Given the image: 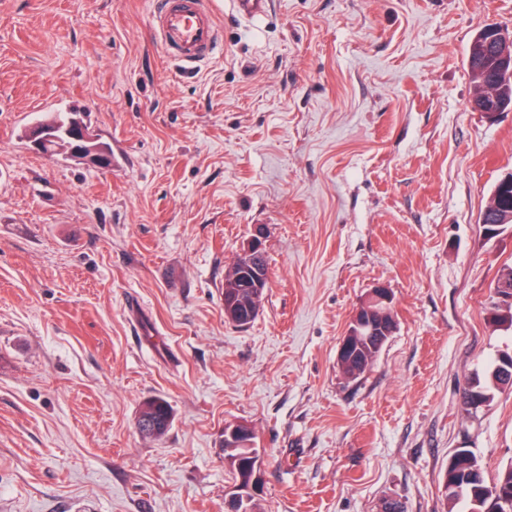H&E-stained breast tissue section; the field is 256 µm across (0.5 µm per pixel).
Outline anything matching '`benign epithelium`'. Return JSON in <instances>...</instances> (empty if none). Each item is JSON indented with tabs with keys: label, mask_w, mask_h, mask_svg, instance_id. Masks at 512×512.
Segmentation results:
<instances>
[{
	"label": "benign epithelium",
	"mask_w": 512,
	"mask_h": 512,
	"mask_svg": "<svg viewBox=\"0 0 512 512\" xmlns=\"http://www.w3.org/2000/svg\"><path fill=\"white\" fill-rule=\"evenodd\" d=\"M475 39L493 45L497 60L505 64L512 60V32L497 26H487L477 32ZM24 137L30 147L39 153H61L88 166L112 168L111 150L89 132L81 114L77 112L73 113L64 127L52 119L38 120L25 130ZM264 248L265 231L264 228L257 226L230 265V273H238L242 276V284L245 287L255 289L252 306L243 308L237 303L224 304L226 318L231 321H250L259 313L264 275L255 264V260L263 253ZM391 302L390 289L377 285L371 290L366 302L357 307L351 317L346 336L339 344L337 361L340 362L349 356L352 350L349 337L388 333L394 322ZM254 437V429L247 424L233 423L224 426V438L236 441L243 448L253 446ZM262 465L260 459H248L245 462L246 476L224 491V507L230 512H233L240 502H246L249 496L260 492Z\"/></svg>",
	"instance_id": "1"
}]
</instances>
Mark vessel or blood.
Wrapping results in <instances>:
<instances>
[{
    "instance_id": "vessel-or-blood-1",
    "label": "vessel or blood",
    "mask_w": 512,
    "mask_h": 512,
    "mask_svg": "<svg viewBox=\"0 0 512 512\" xmlns=\"http://www.w3.org/2000/svg\"><path fill=\"white\" fill-rule=\"evenodd\" d=\"M233 11L250 22L260 21L269 0H228ZM155 34L167 57L191 72L210 60L218 35L208 0H158Z\"/></svg>"
}]
</instances>
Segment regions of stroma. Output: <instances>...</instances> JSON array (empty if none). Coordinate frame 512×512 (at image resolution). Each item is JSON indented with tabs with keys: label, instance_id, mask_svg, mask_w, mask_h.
Masks as SVG:
<instances>
[{
	"label": "stroma",
	"instance_id": "obj_1",
	"mask_svg": "<svg viewBox=\"0 0 512 512\" xmlns=\"http://www.w3.org/2000/svg\"><path fill=\"white\" fill-rule=\"evenodd\" d=\"M211 7L187 74L156 0H0V512H224L228 423L256 432L263 512H448L454 449L512 465V390L461 399L512 353L487 319L512 229L479 222L512 112L475 111L466 66L512 0ZM74 108L111 170L25 140ZM257 226L270 280L238 326L224 275ZM378 284L396 327L351 380L337 349ZM232 10L250 22L260 21L266 13L269 0H227ZM173 408L162 396L156 395L142 401L138 410L136 425L139 433L146 438L155 440L164 437L173 424ZM144 422H151L154 430L144 433Z\"/></svg>",
	"mask_w": 512,
	"mask_h": 512
}]
</instances>
